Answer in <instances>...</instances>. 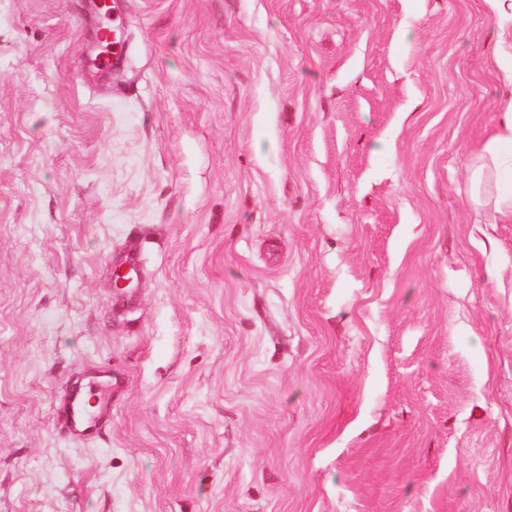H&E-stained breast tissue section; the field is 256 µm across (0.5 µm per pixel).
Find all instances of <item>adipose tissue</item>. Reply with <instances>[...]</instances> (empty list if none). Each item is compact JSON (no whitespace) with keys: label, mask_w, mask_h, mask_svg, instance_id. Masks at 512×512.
<instances>
[{"label":"adipose tissue","mask_w":512,"mask_h":512,"mask_svg":"<svg viewBox=\"0 0 512 512\" xmlns=\"http://www.w3.org/2000/svg\"><path fill=\"white\" fill-rule=\"evenodd\" d=\"M497 131L470 164V198L475 205L491 207L493 213L512 218V188L489 198L485 186L503 167L512 168V98L500 102L496 115Z\"/></svg>","instance_id":"obj_1"}]
</instances>
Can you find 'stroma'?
I'll use <instances>...</instances> for the list:
<instances>
[{"mask_svg":"<svg viewBox=\"0 0 512 512\" xmlns=\"http://www.w3.org/2000/svg\"><path fill=\"white\" fill-rule=\"evenodd\" d=\"M0 0V512H512L487 0ZM131 296L112 269L131 248ZM124 386L89 441L61 399ZM112 24V29H102V38L112 41V51L103 55L98 54L92 59V65L98 71H107L124 61L125 41L122 37V20L117 15H114L112 17Z\"/></svg>","mask_w":512,"mask_h":512,"instance_id":"stroma-1","label":"stroma"}]
</instances>
